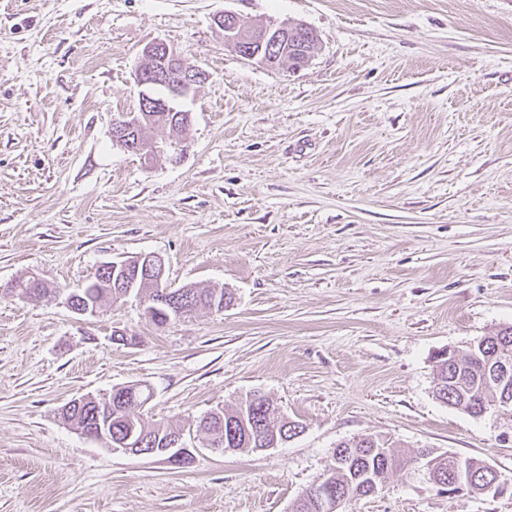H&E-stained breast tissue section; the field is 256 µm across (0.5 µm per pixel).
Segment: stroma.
Returning <instances> with one entry per match:
<instances>
[{
    "label": "stroma",
    "instance_id": "stroma-1",
    "mask_svg": "<svg viewBox=\"0 0 512 512\" xmlns=\"http://www.w3.org/2000/svg\"><path fill=\"white\" fill-rule=\"evenodd\" d=\"M227 10L307 25L311 60L242 57ZM157 40L209 75L175 162L112 142ZM142 254L231 304L159 327L134 299L85 318L0 295V512H290L370 434L410 469L346 512H512V492L441 490L420 455L512 478V411L434 395L439 352L512 326V0H0V285L75 290ZM137 382L151 420L183 428L258 391L304 430L253 453L198 433L175 466L59 415Z\"/></svg>",
    "mask_w": 512,
    "mask_h": 512
}]
</instances>
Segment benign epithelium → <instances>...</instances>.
Here are the masks:
<instances>
[{
  "instance_id": "7a95c632",
  "label": "benign epithelium",
  "mask_w": 512,
  "mask_h": 512,
  "mask_svg": "<svg viewBox=\"0 0 512 512\" xmlns=\"http://www.w3.org/2000/svg\"><path fill=\"white\" fill-rule=\"evenodd\" d=\"M216 24L224 30V45L241 56L262 64L272 63L280 55L288 53V43L300 28L296 22L269 23L258 28H249L241 25L237 13L227 10L216 18ZM141 57L143 64L139 65L135 72V80L140 88L139 110L123 115V119L114 123L112 142L146 161H152L167 154L168 149L174 147L171 142L159 141L151 136L158 113L175 112L179 118L184 116L177 107V101L189 96L198 86L205 83L208 73L201 68L179 64L180 54L162 40L145 46ZM155 84L167 86V98H153L151 87ZM103 268L116 277V287L120 288V294L125 299L134 296L144 300L140 284H159L164 280V263L161 258L152 254L141 255L135 262L129 259L107 262ZM171 298L172 295L167 290L154 294L149 300H145V315L151 320L163 319L167 323L171 322L172 317L181 316L182 311L176 309ZM48 299L61 301L80 316L94 317L97 314L96 304L85 307L75 305L76 298L73 292L66 293L57 289L48 295ZM486 359V375L501 387L511 385L512 362L494 355H488ZM135 393L136 389L124 386L114 389L112 397L104 398L99 405L97 420L87 427L82 435L107 445L114 452L133 455L154 454L156 449L144 448L145 440L136 431L134 416L129 412L131 405L138 410L144 409L153 400V395L137 400ZM120 414L124 416V421L129 423L128 433L124 437L113 436L108 431L109 422ZM165 442L168 443V447L162 450L161 455L165 456L169 463L179 462L189 453L182 433L165 439ZM426 470L431 473L430 481L450 494L463 491L484 493L482 481L476 477L448 484L444 468L438 460H427ZM314 491L325 512H339L344 505L343 500L333 495L330 488L323 483L315 485Z\"/></svg>"
}]
</instances>
